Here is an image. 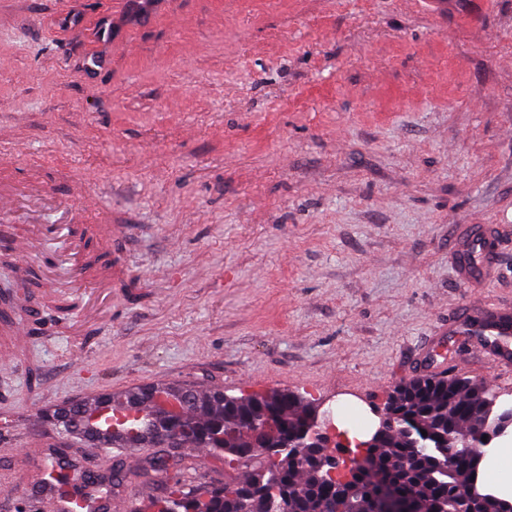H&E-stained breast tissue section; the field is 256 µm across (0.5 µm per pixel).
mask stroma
<instances>
[{"label":"stroma","instance_id":"1","mask_svg":"<svg viewBox=\"0 0 512 512\" xmlns=\"http://www.w3.org/2000/svg\"><path fill=\"white\" fill-rule=\"evenodd\" d=\"M0 0V159L27 144L51 197L89 183L112 215V272L81 336L46 291L52 245L12 226L0 286L37 325L0 372V512H39L37 440L121 464L130 508L169 496L153 449L100 448L47 419L156 382L288 390L370 438L428 348L512 405V372L461 310L512 309V0ZM112 18L105 69L87 75ZM499 225L488 277L453 237ZM34 261L16 262L17 248Z\"/></svg>","mask_w":512,"mask_h":512}]
</instances>
